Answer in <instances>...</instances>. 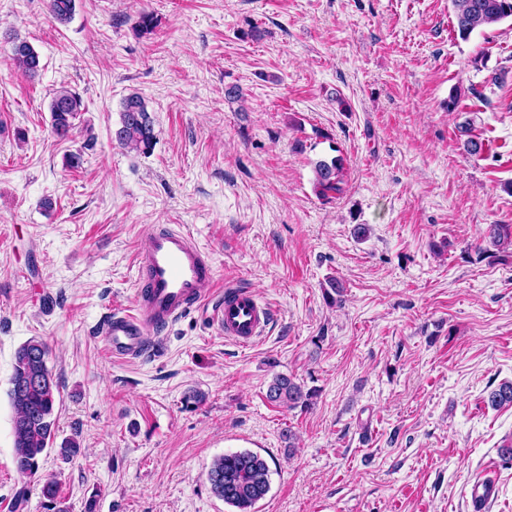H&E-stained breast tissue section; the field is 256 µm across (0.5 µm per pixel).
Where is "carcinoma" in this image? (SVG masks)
Listing matches in <instances>:
<instances>
[{
  "label": "carcinoma",
  "instance_id": "cac0c4a2",
  "mask_svg": "<svg viewBox=\"0 0 512 512\" xmlns=\"http://www.w3.org/2000/svg\"><path fill=\"white\" fill-rule=\"evenodd\" d=\"M50 16L60 24L68 23L76 9V0H47ZM454 30L463 38L474 31L512 20V0H451ZM12 59L27 76L40 71V58L32 45L19 37L13 38ZM79 94L67 88L54 93L50 103L52 133L65 140L70 136L74 120L82 112ZM464 150L479 156L490 149V143L460 128ZM116 143L129 151L148 154L156 144L153 120L145 99L137 92L122 100L121 122L114 130ZM343 159L319 160L314 167V188L318 195L328 196L343 190ZM485 237L498 246L512 238V225L491 224ZM49 348L38 340H30L15 354L11 387L8 395L14 408L13 436L16 470L33 477L38 474L44 455L56 435V395L58 384L48 367ZM267 399L292 408L307 405V395L290 377L277 375L268 386ZM512 403V383L503 382L488 393V404L498 408ZM207 480L214 496L236 508V512H253L255 505L270 491V468L267 460L250 450L226 453L216 458L207 471Z\"/></svg>",
  "mask_w": 512,
  "mask_h": 512
}]
</instances>
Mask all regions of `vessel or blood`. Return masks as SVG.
<instances>
[{
    "label": "vessel or blood",
    "mask_w": 512,
    "mask_h": 512,
    "mask_svg": "<svg viewBox=\"0 0 512 512\" xmlns=\"http://www.w3.org/2000/svg\"><path fill=\"white\" fill-rule=\"evenodd\" d=\"M135 266L133 309L114 312L102 331L104 344L116 359L140 358L149 333L200 307L204 288L215 279L210 256L179 228H158L145 235L137 247ZM274 317L273 310L249 289L228 288L213 310L212 324L219 334L248 347L264 335ZM493 496V482L477 478L471 489L473 512H484Z\"/></svg>",
    "instance_id": "1"
}]
</instances>
